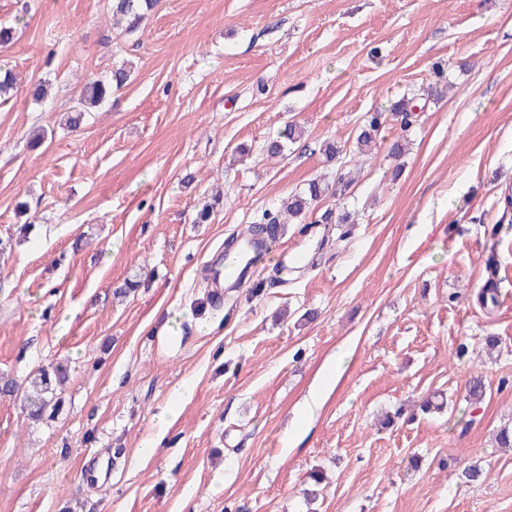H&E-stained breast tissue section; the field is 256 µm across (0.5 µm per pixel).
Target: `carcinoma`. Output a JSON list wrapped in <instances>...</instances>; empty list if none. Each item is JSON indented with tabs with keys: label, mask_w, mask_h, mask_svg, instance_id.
I'll return each instance as SVG.
<instances>
[{
	"label": "carcinoma",
	"mask_w": 512,
	"mask_h": 512,
	"mask_svg": "<svg viewBox=\"0 0 512 512\" xmlns=\"http://www.w3.org/2000/svg\"><path fill=\"white\" fill-rule=\"evenodd\" d=\"M156 5L157 0H112V18L118 24L126 23V30L132 32ZM433 73L435 82L421 93L410 97L404 95L386 106L366 113L364 123L354 141L356 154L361 157L372 155V146L377 144V134L388 121L400 122L401 129L407 131L416 122L418 113L424 111L426 101H434L444 96L448 89V76L445 69L437 64L433 68ZM128 77L129 71L120 66L105 77L86 82L83 94L70 118V126L74 128L79 126L85 113L101 105L112 95V89L125 85ZM15 89L16 78L13 71L1 70L0 99L9 100ZM301 139L302 133L299 126L290 124L287 134L266 143L265 151L270 157H278L283 154L287 144H294ZM350 185L351 181L342 171L336 173V179L331 182L313 179L304 190L288 198L285 208L275 207L264 210L259 219L248 227V235L263 242L274 238L279 231L283 230L282 224L286 223V218L302 221L321 197L331 194L340 198L348 192ZM66 376L67 370L62 365L52 363L47 367L39 368L26 378L23 401L24 410L29 419L39 421L46 417L48 410H56L57 388L64 382ZM309 480L310 484L303 489V498L310 504L321 496L323 477L318 473H312L309 475Z\"/></svg>",
	"instance_id": "cac0c4a2"
}]
</instances>
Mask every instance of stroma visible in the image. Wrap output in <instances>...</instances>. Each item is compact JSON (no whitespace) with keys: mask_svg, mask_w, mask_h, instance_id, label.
<instances>
[{"mask_svg":"<svg viewBox=\"0 0 512 512\" xmlns=\"http://www.w3.org/2000/svg\"><path fill=\"white\" fill-rule=\"evenodd\" d=\"M1 23L20 85L0 104V374L68 380L38 423L0 397V512H306L315 469V512H512V0H159L130 34L110 0H0ZM438 61L448 95L349 154ZM122 64L127 85L69 129L85 81ZM291 122L301 142L267 156ZM340 165L349 193L211 304L225 244ZM333 208L353 223H320ZM435 392L446 408L422 414ZM475 463L487 482L462 480Z\"/></svg>","mask_w":512,"mask_h":512,"instance_id":"1","label":"stroma"}]
</instances>
